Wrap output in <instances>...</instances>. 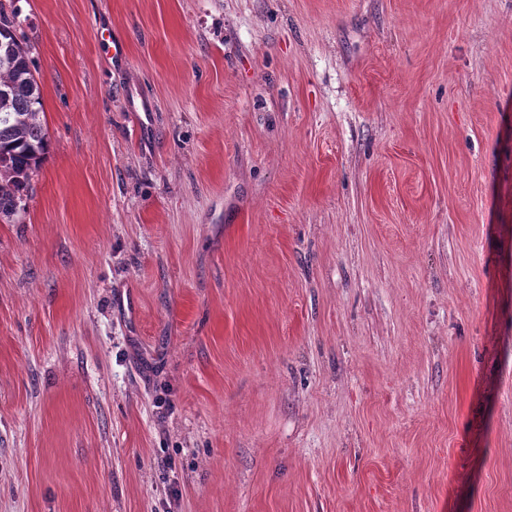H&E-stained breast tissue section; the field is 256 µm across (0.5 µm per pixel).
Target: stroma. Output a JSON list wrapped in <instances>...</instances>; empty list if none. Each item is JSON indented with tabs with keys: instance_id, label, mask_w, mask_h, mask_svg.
I'll return each instance as SVG.
<instances>
[{
	"instance_id": "stroma-1",
	"label": "stroma",
	"mask_w": 512,
	"mask_h": 512,
	"mask_svg": "<svg viewBox=\"0 0 512 512\" xmlns=\"http://www.w3.org/2000/svg\"><path fill=\"white\" fill-rule=\"evenodd\" d=\"M19 7L0 512H512V0ZM0 1V223H16L49 150L32 46L16 34L19 10ZM1 49L7 50L2 58Z\"/></svg>"
}]
</instances>
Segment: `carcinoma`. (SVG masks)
<instances>
[{"label": "carcinoma", "instance_id": "obj_1", "mask_svg": "<svg viewBox=\"0 0 512 512\" xmlns=\"http://www.w3.org/2000/svg\"><path fill=\"white\" fill-rule=\"evenodd\" d=\"M19 10L0 2V222L15 223L49 150L32 46L16 34Z\"/></svg>", "mask_w": 512, "mask_h": 512}]
</instances>
